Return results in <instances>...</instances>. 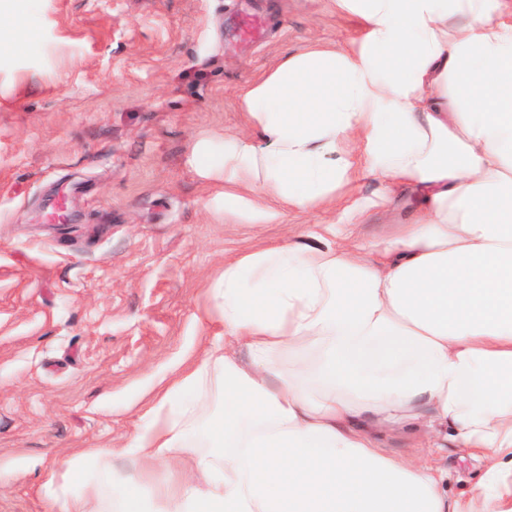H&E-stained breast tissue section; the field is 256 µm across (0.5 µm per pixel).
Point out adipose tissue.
<instances>
[{
  "mask_svg": "<svg viewBox=\"0 0 512 512\" xmlns=\"http://www.w3.org/2000/svg\"><path fill=\"white\" fill-rule=\"evenodd\" d=\"M336 5L363 19L359 47L303 48L252 83L220 159L241 222L335 221L225 260L199 317L221 333L128 443L49 470L58 512H512V0ZM357 153L380 191L342 206ZM401 199L392 237L354 239ZM412 426L480 458L467 496L380 447Z\"/></svg>",
  "mask_w": 512,
  "mask_h": 512,
  "instance_id": "adipose-tissue-1",
  "label": "adipose tissue"
}]
</instances>
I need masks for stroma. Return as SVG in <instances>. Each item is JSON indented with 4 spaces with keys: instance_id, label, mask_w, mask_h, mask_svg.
Masks as SVG:
<instances>
[{
    "instance_id": "1",
    "label": "stroma",
    "mask_w": 512,
    "mask_h": 512,
    "mask_svg": "<svg viewBox=\"0 0 512 512\" xmlns=\"http://www.w3.org/2000/svg\"><path fill=\"white\" fill-rule=\"evenodd\" d=\"M264 25L243 40L242 18ZM0 49V512H53L47 471L134 432L159 382L202 353L196 318L226 259L334 221L224 213L238 97L287 54L349 48L335 0H35ZM209 163H202V156ZM384 450L468 493L481 462L387 431Z\"/></svg>"
}]
</instances>
